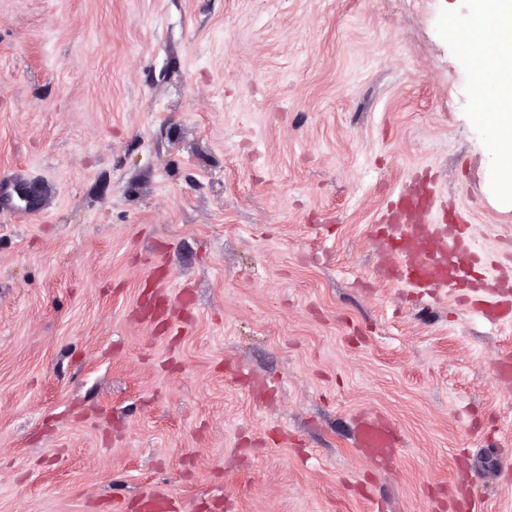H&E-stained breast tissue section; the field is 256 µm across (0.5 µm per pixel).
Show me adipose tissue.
<instances>
[{
	"label": "adipose tissue",
	"instance_id": "1",
	"mask_svg": "<svg viewBox=\"0 0 512 512\" xmlns=\"http://www.w3.org/2000/svg\"><path fill=\"white\" fill-rule=\"evenodd\" d=\"M457 37L473 65L477 102L493 104L486 128L489 151L505 196H512V0H473L471 10L453 18Z\"/></svg>",
	"mask_w": 512,
	"mask_h": 512
}]
</instances>
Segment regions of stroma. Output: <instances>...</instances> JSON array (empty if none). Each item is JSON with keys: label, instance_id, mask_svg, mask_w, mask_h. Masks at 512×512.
I'll return each instance as SVG.
<instances>
[{"label": "stroma", "instance_id": "obj_1", "mask_svg": "<svg viewBox=\"0 0 512 512\" xmlns=\"http://www.w3.org/2000/svg\"><path fill=\"white\" fill-rule=\"evenodd\" d=\"M470 7L0 0V512H512V328L376 266L416 187L512 237ZM358 444L377 463L393 459L398 447L395 431L380 418L360 420Z\"/></svg>", "mask_w": 512, "mask_h": 512}]
</instances>
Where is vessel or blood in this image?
<instances>
[{
    "label": "vessel or blood",
    "instance_id": "1",
    "mask_svg": "<svg viewBox=\"0 0 512 512\" xmlns=\"http://www.w3.org/2000/svg\"><path fill=\"white\" fill-rule=\"evenodd\" d=\"M423 190H416L404 205L384 214L386 235L379 241V262L384 277L426 293L475 288L489 310L512 299V279L497 273L489 251L476 248L469 225L436 223L420 213ZM358 444L375 462L394 458L398 441L382 419L359 422Z\"/></svg>",
    "mask_w": 512,
    "mask_h": 512
}]
</instances>
